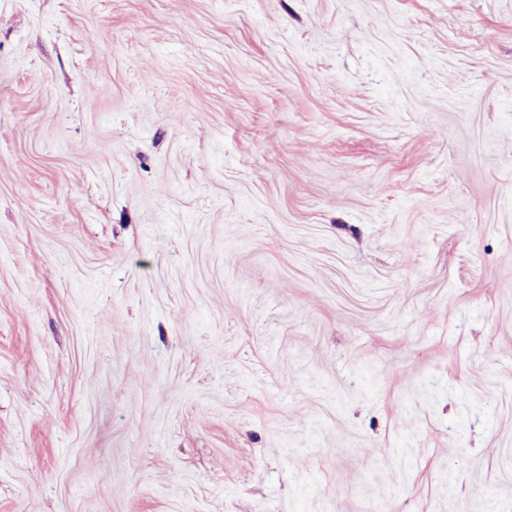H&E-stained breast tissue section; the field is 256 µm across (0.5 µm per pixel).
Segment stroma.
Returning <instances> with one entry per match:
<instances>
[{
  "label": "stroma",
  "mask_w": 512,
  "mask_h": 512,
  "mask_svg": "<svg viewBox=\"0 0 512 512\" xmlns=\"http://www.w3.org/2000/svg\"><path fill=\"white\" fill-rule=\"evenodd\" d=\"M0 512H512V0H0Z\"/></svg>",
  "instance_id": "obj_1"
}]
</instances>
